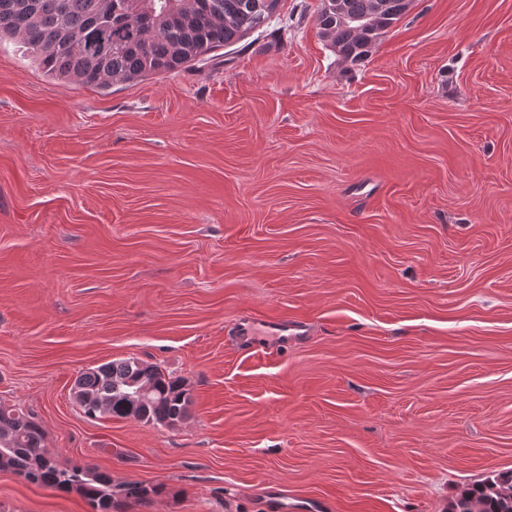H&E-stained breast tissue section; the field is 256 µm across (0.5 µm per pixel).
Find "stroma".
<instances>
[{"label": "stroma", "instance_id": "35a3bbf8", "mask_svg": "<svg viewBox=\"0 0 512 512\" xmlns=\"http://www.w3.org/2000/svg\"><path fill=\"white\" fill-rule=\"evenodd\" d=\"M319 6L108 90L0 43V403L166 485L130 512H448L512 470V0H414L356 65ZM255 313L307 334L244 350ZM127 357L185 380L179 426L76 406ZM0 505L88 512L8 471Z\"/></svg>", "mask_w": 512, "mask_h": 512}]
</instances>
